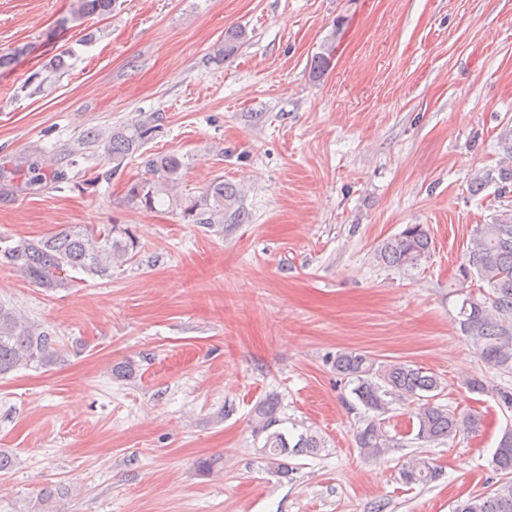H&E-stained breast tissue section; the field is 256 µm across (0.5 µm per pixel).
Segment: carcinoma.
Wrapping results in <instances>:
<instances>
[{
    "mask_svg": "<svg viewBox=\"0 0 512 512\" xmlns=\"http://www.w3.org/2000/svg\"><path fill=\"white\" fill-rule=\"evenodd\" d=\"M115 0H80L83 15H107ZM245 38L242 30L224 33V41L213 50V59L222 62L237 52ZM336 49V34H331L310 62V76L319 79L330 69ZM156 128L148 121L131 122L103 135L88 129L78 140L80 148L102 152L112 168L110 178L129 163L142 160L147 176L127 184V203L152 211L164 200L181 210L188 224L224 223V206L236 197L232 185L218 178L198 196L172 195L179 184L185 163L175 153L148 154L143 148L154 138ZM506 157L498 168L475 180V190L495 185L499 194L512 192V128L501 136ZM432 247L430 235L422 224H408L388 238L379 250V258L392 266H417ZM136 230L124 224H104L92 233L78 227H65L46 236L17 240L0 239V267L11 268L41 288L56 290L91 279L109 278L112 267L134 261L138 254ZM486 284L487 290L475 296L465 295L458 312L464 336L485 362L512 370V210L495 215L489 224L477 226L465 262L458 268V280L464 284L473 278ZM60 344L56 337L20 317L13 308L0 303V378L21 368L35 365L49 368L58 363ZM336 374L353 384L352 394L364 407L363 426L357 433V445L366 458L378 457L402 442L385 430L384 416L395 402L416 405L412 415L413 440L422 444L443 443L474 431L480 418L455 412L433 402L443 390L439 377L404 360L380 362L363 351H341L333 361ZM255 437L263 438L261 452L268 470L288 477V458L314 456L323 448L317 432L307 429L298 434L285 432L278 405L269 398L259 402L252 412ZM502 477L489 493H479L461 502L456 512H512V428L503 431L491 460ZM439 472L430 461L419 458L406 465L401 478L406 484H422L437 479Z\"/></svg>",
    "mask_w": 512,
    "mask_h": 512,
    "instance_id": "cac0c4a2",
    "label": "carcinoma"
}]
</instances>
